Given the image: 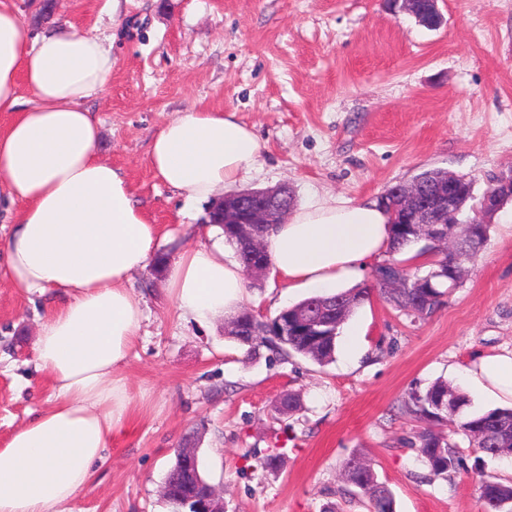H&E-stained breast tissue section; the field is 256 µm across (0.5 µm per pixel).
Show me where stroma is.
Returning <instances> with one entry per match:
<instances>
[{"label": "stroma", "instance_id": "1", "mask_svg": "<svg viewBox=\"0 0 512 512\" xmlns=\"http://www.w3.org/2000/svg\"><path fill=\"white\" fill-rule=\"evenodd\" d=\"M17 0L34 36L73 26L103 35L117 59L88 101L103 124L101 156L124 173L171 253L203 242L207 203L186 205L148 165L163 122L194 109H231L264 149L236 190L289 186L297 203L375 200L426 170L474 179L483 193L512 170V0H439L430 30L393 0ZM127 25L116 28L113 15ZM343 324L331 363L248 355L226 321H177L164 276L131 287L144 321L120 373L136 399L132 431L113 441L91 487L64 512H170L163 487L186 445L198 450L224 512H367L342 495V465L371 463L396 512H484L475 455L428 479L406 441L418 425L402 404L439 379L460 386L480 358L512 352V223L493 217L462 286L416 319L373 289ZM266 318L305 298L273 274L248 289ZM51 301L0 280V446L50 404L32 344ZM302 407L274 410L288 392ZM282 453L277 468L260 457Z\"/></svg>", "mask_w": 512, "mask_h": 512}]
</instances>
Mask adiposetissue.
<instances>
[{
  "label": "adipose tissue",
  "instance_id": "obj_1",
  "mask_svg": "<svg viewBox=\"0 0 512 512\" xmlns=\"http://www.w3.org/2000/svg\"><path fill=\"white\" fill-rule=\"evenodd\" d=\"M99 35L62 28L31 36L16 0H0V201L15 206L0 244V276L24 298L65 302L41 321L33 358L51 404L0 448V512H59L87 490L113 439L133 423L119 370L141 328L129 283L155 259L158 226L99 153L100 121L86 108L112 78ZM263 146L236 112L189 109L156 133L149 164L186 203L215 202L257 163ZM377 201L315 197L266 234L272 269L316 292L359 281L388 247ZM166 295L179 319L207 323L246 300L243 267L221 243L175 251ZM474 392L512 400V354L481 358Z\"/></svg>",
  "mask_w": 512,
  "mask_h": 512
}]
</instances>
